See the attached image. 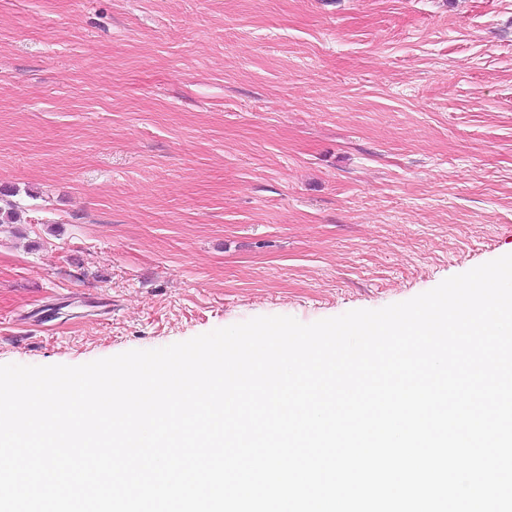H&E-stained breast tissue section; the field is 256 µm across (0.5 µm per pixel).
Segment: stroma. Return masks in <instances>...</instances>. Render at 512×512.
<instances>
[{"instance_id": "stroma-1", "label": "stroma", "mask_w": 512, "mask_h": 512, "mask_svg": "<svg viewBox=\"0 0 512 512\" xmlns=\"http://www.w3.org/2000/svg\"><path fill=\"white\" fill-rule=\"evenodd\" d=\"M0 364L309 324L512 254V0H0Z\"/></svg>"}]
</instances>
